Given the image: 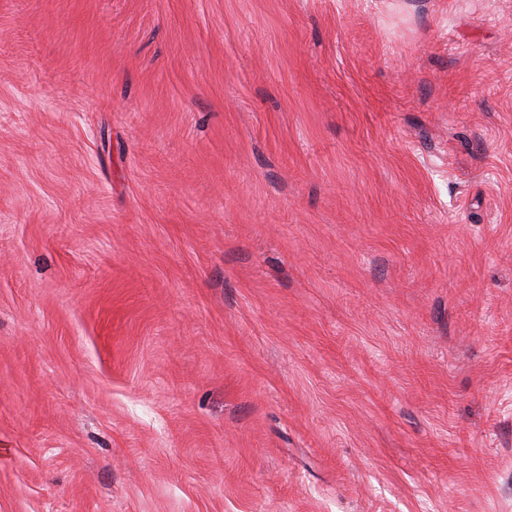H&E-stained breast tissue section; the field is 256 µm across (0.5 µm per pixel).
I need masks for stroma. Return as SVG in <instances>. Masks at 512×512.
<instances>
[{
    "instance_id": "35a3bbf8",
    "label": "stroma",
    "mask_w": 512,
    "mask_h": 512,
    "mask_svg": "<svg viewBox=\"0 0 512 512\" xmlns=\"http://www.w3.org/2000/svg\"><path fill=\"white\" fill-rule=\"evenodd\" d=\"M0 512H512V0H0Z\"/></svg>"
}]
</instances>
